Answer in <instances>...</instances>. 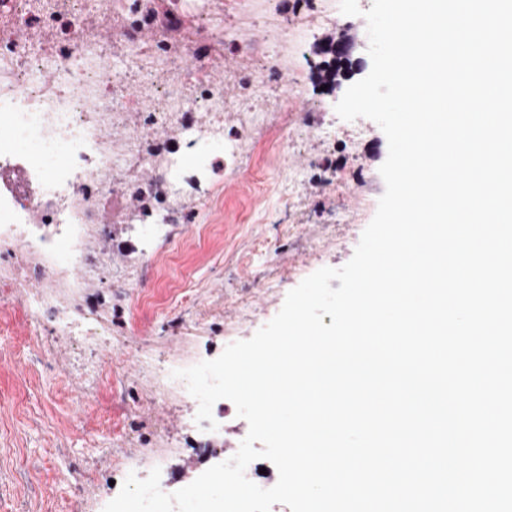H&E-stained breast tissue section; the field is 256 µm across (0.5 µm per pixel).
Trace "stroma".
I'll list each match as a JSON object with an SVG mask.
<instances>
[{"label": "stroma", "mask_w": 512, "mask_h": 512, "mask_svg": "<svg viewBox=\"0 0 512 512\" xmlns=\"http://www.w3.org/2000/svg\"><path fill=\"white\" fill-rule=\"evenodd\" d=\"M346 16L339 0H254L237 22L244 50L225 54L224 69L274 67L272 104L293 115L273 155H253L235 175L216 166L209 200L188 199L191 223L132 266L140 243L130 225L108 224L98 242L111 263L65 291L67 316L86 336L36 333L27 316L33 295L0 283V512H103L124 471L147 477L160 468L170 491L189 468L215 465L249 426L224 402L221 437L208 438L189 403L157 381L190 360L217 358L250 339L282 308L289 291L320 268L353 256L385 191L379 173L388 155L374 121L342 120L345 88L371 70L367 23ZM353 40L338 62L339 88L321 89L315 45L333 31ZM89 295L110 308L87 307Z\"/></svg>", "instance_id": "35a3bbf8"}]
</instances>
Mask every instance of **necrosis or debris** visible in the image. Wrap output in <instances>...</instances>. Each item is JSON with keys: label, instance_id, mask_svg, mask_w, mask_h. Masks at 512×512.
I'll list each match as a JSON object with an SVG mask.
<instances>
[{"label": "necrosis or debris", "instance_id": "4bbe7bcc", "mask_svg": "<svg viewBox=\"0 0 512 512\" xmlns=\"http://www.w3.org/2000/svg\"><path fill=\"white\" fill-rule=\"evenodd\" d=\"M200 2L193 13L189 0H0V249L30 254L18 283L49 266L66 284L104 265L90 237L103 231L105 194L143 200L127 218L140 232L168 237L188 223L183 199L208 193L214 164L239 169L254 138L225 133V111L287 125V113H271L269 76L249 67L225 76L224 48L237 38L210 24L216 14H251L253 0ZM117 51L128 55L120 75L105 67ZM228 78L237 99L224 95ZM172 125L175 148L144 134ZM116 126L127 131L117 147ZM185 148L199 157L194 170L182 163ZM121 163L128 178L119 182ZM144 166L152 180L140 181Z\"/></svg>", "mask_w": 512, "mask_h": 512}]
</instances>
